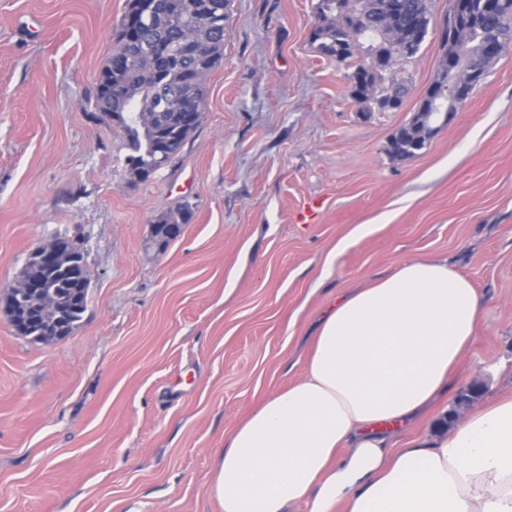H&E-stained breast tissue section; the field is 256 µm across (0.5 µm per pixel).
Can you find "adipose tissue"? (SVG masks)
Listing matches in <instances>:
<instances>
[{
    "instance_id": "ef3b65f1",
    "label": "adipose tissue",
    "mask_w": 512,
    "mask_h": 512,
    "mask_svg": "<svg viewBox=\"0 0 512 512\" xmlns=\"http://www.w3.org/2000/svg\"><path fill=\"white\" fill-rule=\"evenodd\" d=\"M482 313L466 276L422 259L342 296L301 376L219 457L224 512H512V395L427 446L392 447L386 432L449 392Z\"/></svg>"
}]
</instances>
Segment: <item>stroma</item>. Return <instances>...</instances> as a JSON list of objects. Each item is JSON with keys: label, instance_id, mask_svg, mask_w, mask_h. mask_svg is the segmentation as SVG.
<instances>
[{"label": "stroma", "instance_id": "35a3bbf8", "mask_svg": "<svg viewBox=\"0 0 512 512\" xmlns=\"http://www.w3.org/2000/svg\"><path fill=\"white\" fill-rule=\"evenodd\" d=\"M318 0H231L202 122L148 180L93 107L127 0H0V512H223L217 458L301 375L328 301L410 258L448 262L483 305L448 402L395 432H448L471 384L512 393V49L417 155L388 141L442 54L434 17L361 111L310 39ZM190 204L165 248L151 226ZM372 225L358 237L360 225ZM77 239L90 279L69 336L14 332L4 296L30 251Z\"/></svg>", "mask_w": 512, "mask_h": 512}]
</instances>
